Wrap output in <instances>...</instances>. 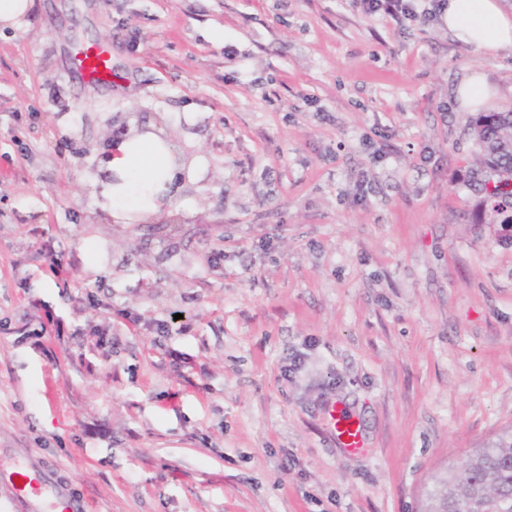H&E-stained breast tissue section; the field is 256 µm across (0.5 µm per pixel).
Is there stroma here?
I'll list each match as a JSON object with an SVG mask.
<instances>
[{
    "label": "stroma",
    "mask_w": 512,
    "mask_h": 512,
    "mask_svg": "<svg viewBox=\"0 0 512 512\" xmlns=\"http://www.w3.org/2000/svg\"><path fill=\"white\" fill-rule=\"evenodd\" d=\"M93 43L111 83L72 68ZM473 70L512 108V51L438 20L33 0L0 34V464L43 461L87 512H426L512 433V226L453 103ZM156 125L189 180L121 223L104 152ZM327 420L341 448H361V425L346 409L332 403L327 409Z\"/></svg>",
    "instance_id": "obj_1"
}]
</instances>
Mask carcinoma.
Returning a JSON list of instances; mask_svg holds the SVG:
<instances>
[{
	"instance_id": "obj_1",
	"label": "carcinoma",
	"mask_w": 512,
	"mask_h": 512,
	"mask_svg": "<svg viewBox=\"0 0 512 512\" xmlns=\"http://www.w3.org/2000/svg\"><path fill=\"white\" fill-rule=\"evenodd\" d=\"M481 190L494 211L512 209V112H481L473 121ZM428 512H512V435L473 448L457 468L435 477Z\"/></svg>"
}]
</instances>
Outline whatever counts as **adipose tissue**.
<instances>
[{
    "mask_svg": "<svg viewBox=\"0 0 512 512\" xmlns=\"http://www.w3.org/2000/svg\"><path fill=\"white\" fill-rule=\"evenodd\" d=\"M441 21L454 39L484 54L512 49V11L502 0H448ZM108 169L116 180L104 206L119 219L156 214L176 176L168 141L153 133L134 132L111 144Z\"/></svg>",
    "mask_w": 512,
    "mask_h": 512,
    "instance_id": "ef3b65f1",
    "label": "adipose tissue"
}]
</instances>
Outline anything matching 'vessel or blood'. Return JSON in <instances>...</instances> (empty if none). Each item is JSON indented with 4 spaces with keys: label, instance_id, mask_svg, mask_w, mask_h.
<instances>
[{
    "label": "vessel or blood",
    "instance_id": "obj_1",
    "mask_svg": "<svg viewBox=\"0 0 512 512\" xmlns=\"http://www.w3.org/2000/svg\"><path fill=\"white\" fill-rule=\"evenodd\" d=\"M76 72L91 83L112 80V59L108 49L91 46L73 58ZM328 423L341 447L359 448L362 430L359 421L338 405L327 409ZM0 492L22 506V512H86L85 501L71 494L65 481L56 479L35 461L29 460L9 469H0Z\"/></svg>",
    "mask_w": 512,
    "mask_h": 512
}]
</instances>
